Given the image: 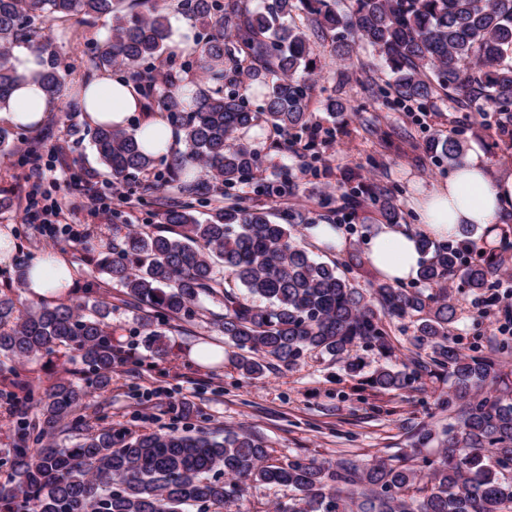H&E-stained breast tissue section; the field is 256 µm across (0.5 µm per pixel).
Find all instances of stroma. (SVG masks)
<instances>
[{
    "instance_id": "stroma-1",
    "label": "stroma",
    "mask_w": 512,
    "mask_h": 512,
    "mask_svg": "<svg viewBox=\"0 0 512 512\" xmlns=\"http://www.w3.org/2000/svg\"><path fill=\"white\" fill-rule=\"evenodd\" d=\"M111 28L108 16L48 23L46 32L57 50L58 69L68 92H75L82 81L97 78V71L88 64ZM309 38L318 61L311 109L321 135L313 138L304 132L278 137L252 129L245 140L258 151L262 166L254 182L231 188L230 193L275 212L306 209L318 224L323 221L318 201L330 195L333 219L342 227L346 245L340 250L312 245L317 259L342 266L350 255L365 252L378 223L352 218L354 204L344 193L354 187L376 183L389 189L403 214L402 228L417 230L415 199L420 191L446 180L452 170L447 159L429 151L428 143L449 128L464 131L468 151L481 152L493 178L512 176V139L473 124L472 107L445 95L421 108L399 105L377 56L362 49L344 62L336 56L330 38L316 32ZM331 97L343 102L342 110L327 111L325 104ZM90 127L84 112L61 104L47 113L39 127H10L13 151L0 156V233L11 237L14 257L31 262L51 252L66 256L76 278L63 291V298L89 307L102 301L111 311L112 343L123 360L114 369L109 389L87 399L84 413L89 427L109 425L141 434L205 426L261 437L276 462L306 457L329 463L342 455L361 460L406 452L414 427L447 424V413L434 404L442 382L424 375L396 392H379L369 385L378 368L391 364L401 369L416 356L414 325L407 320L392 324L391 357L365 347L357 349L364 368L355 376L317 352L289 365L271 362L258 379L242 375L235 366L236 348L213 327L224 309L210 301L194 321L167 328L168 354L161 359L153 356L143 343L146 309L127 303L125 294L111 282L92 281L89 271L98 258L111 253L113 224L153 229L162 223L163 205L138 190L129 191L126 202H113L107 212L76 204L64 189L67 181L102 197L111 192L112 179L90 141ZM312 139L317 146L311 151L307 144ZM288 168L299 173L291 193H256L258 184L278 185ZM36 185L61 203L65 222L82 230L80 239L61 234L51 240L42 235L39 225L25 222L26 201ZM502 292L497 284L483 298L453 289L458 315L454 339L463 353L475 346L485 351L499 346V323L489 313L488 300ZM15 375L41 389L62 379L80 384L86 379L76 351L68 348L17 364ZM186 403L194 409L188 420L182 415ZM292 496L286 488L253 483L227 498L222 512H276Z\"/></svg>"
}]
</instances>
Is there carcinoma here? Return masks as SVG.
Here are the masks:
<instances>
[{
  "mask_svg": "<svg viewBox=\"0 0 512 512\" xmlns=\"http://www.w3.org/2000/svg\"><path fill=\"white\" fill-rule=\"evenodd\" d=\"M148 0H0V103L20 79L12 63L14 49L34 47L41 54L39 73L46 92L60 98L64 81L57 52L40 39V26L58 19L112 16V35L90 60L93 69L120 63L127 79L143 86L167 122L182 135L185 152L157 175L156 189L176 184L182 201L167 205L157 231L129 232L112 243V255L97 261L91 273L118 283L130 302L152 308L145 336L153 352L167 353L160 327L190 321L204 300H217L224 315L217 323L242 351L238 368L260 378L268 361L291 364L309 351L336 359L348 373L360 371L354 348L365 346L386 356L394 350L391 319L415 323L414 340L430 348L401 370L378 369L371 384L399 391L423 375L448 382L437 407L448 413V426L421 428L408 457H373L364 462L340 458L336 465L298 457L270 462L261 437L246 433L214 434L169 430L134 437L110 427L88 428L84 401L107 390L118 352L106 303L91 314L80 303L31 305L0 293V370L60 347L81 354L89 379L85 385L60 380L41 398L12 381L14 389L37 401V416L24 409L10 414L12 447L0 455L8 468L0 483V512H190L194 506L220 505L251 483L288 487L298 492L276 512H512V346L503 341L488 353L461 354L453 345L457 309L441 284L454 278L458 287L478 294L490 287L500 266L496 250L480 249L464 238L466 251L419 248L431 254L419 271L423 289L408 292L391 282L355 286L335 263L317 260L298 239V217L271 213L261 206L229 202L205 220L198 209L211 195L247 184L260 156L234 134L261 120L281 135L311 128L310 78L317 70L306 31L295 21L302 14L314 30L329 35L339 57L359 47L372 49L394 78L398 102L424 106L442 91L458 102L476 103L474 112L491 107L498 130L512 125V0H350L348 11L336 0H182L191 20L214 22L200 39L196 67L212 83L207 91L186 95L172 73L158 81L146 63L157 61L169 37V18L154 2L145 13L135 7ZM233 32L226 40L225 29ZM259 81L262 105L253 111L240 85L242 71ZM232 91L224 92V86ZM101 163L112 178L128 187L155 169L156 155L145 150L135 130L111 125L90 133ZM465 140L455 128L433 143L450 162L464 157ZM202 163L212 183L187 182L179 173ZM364 197L380 221L397 224L401 210L392 194L373 185L352 191ZM437 292H432V289ZM260 297L269 306L260 307ZM63 427L79 434L70 447L30 441ZM437 444L433 458L422 449Z\"/></svg>",
  "mask_w": 512,
  "mask_h": 512,
  "instance_id": "1",
  "label": "carcinoma"
}]
</instances>
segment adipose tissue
I'll return each mask as SVG.
<instances>
[{
  "label": "adipose tissue",
  "mask_w": 512,
  "mask_h": 512,
  "mask_svg": "<svg viewBox=\"0 0 512 512\" xmlns=\"http://www.w3.org/2000/svg\"><path fill=\"white\" fill-rule=\"evenodd\" d=\"M36 50L20 47L13 62L21 77L9 98L0 104V121L16 125L41 123L51 100L34 80L40 71ZM81 106L96 125L128 126L134 113L142 109V97L134 85L111 78L85 82ZM424 234L451 243L457 242L463 226L490 228L500 224L512 210V177L491 178L479 157H471L456 167L444 183L421 193L416 201ZM366 258L377 272L391 281L414 278L423 256L416 236L409 231L385 227L374 232ZM75 272L60 255L46 256L31 264L30 292L42 299H55L71 287Z\"/></svg>",
  "instance_id": "adipose-tissue-1"
}]
</instances>
